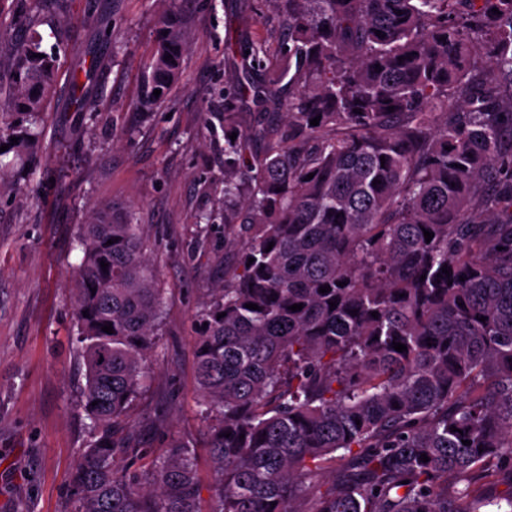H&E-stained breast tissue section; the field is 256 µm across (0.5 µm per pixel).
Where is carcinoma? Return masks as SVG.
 I'll return each instance as SVG.
<instances>
[{
  "label": "carcinoma",
  "mask_w": 512,
  "mask_h": 512,
  "mask_svg": "<svg viewBox=\"0 0 512 512\" xmlns=\"http://www.w3.org/2000/svg\"><path fill=\"white\" fill-rule=\"evenodd\" d=\"M167 2L137 112L182 74L185 19ZM271 2L278 67L266 44L226 41L239 69L219 118L232 257L196 349L210 512H512V485L486 493L512 479V0ZM16 3L29 36L0 91L1 174L41 153L33 127L58 81L37 31L44 0ZM246 97L259 117L244 119ZM71 99L96 110L77 73ZM79 236L93 439L76 512H202L189 443L143 474L124 465L142 452L126 418L162 323L140 225L102 204Z\"/></svg>",
  "instance_id": "obj_1"
}]
</instances>
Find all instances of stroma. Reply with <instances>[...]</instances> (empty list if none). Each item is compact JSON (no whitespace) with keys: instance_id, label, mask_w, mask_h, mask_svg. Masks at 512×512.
Masks as SVG:
<instances>
[{"instance_id":"obj_1","label":"stroma","mask_w":512,"mask_h":512,"mask_svg":"<svg viewBox=\"0 0 512 512\" xmlns=\"http://www.w3.org/2000/svg\"><path fill=\"white\" fill-rule=\"evenodd\" d=\"M163 7L68 0L69 49L42 123L47 153L26 164L23 193L0 190V512H74L72 474L89 441L72 288L78 227L94 205L114 200L134 206L165 300L150 385L128 416L147 453L130 466L149 469L171 438L191 440L203 512L211 506L196 343L227 258L223 227L199 221L224 179V137L204 118L224 109L234 69L226 31L246 30L273 51L280 33L270 0H194L180 83L152 112H135ZM84 58L98 62L87 84L99 106L75 112L70 75Z\"/></svg>"}]
</instances>
